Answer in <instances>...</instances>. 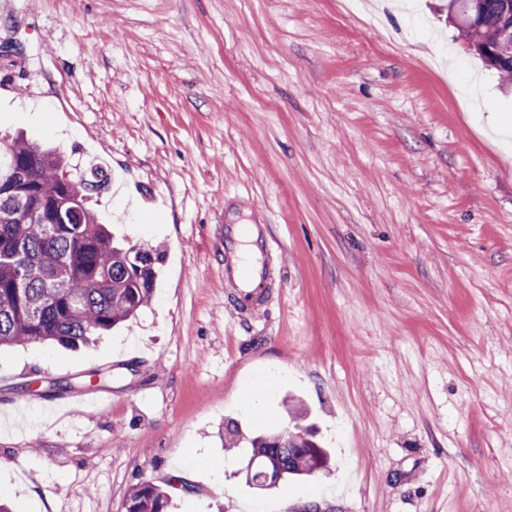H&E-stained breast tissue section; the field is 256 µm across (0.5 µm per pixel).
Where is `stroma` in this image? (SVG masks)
Instances as JSON below:
<instances>
[{"label": "stroma", "instance_id": "stroma-1", "mask_svg": "<svg viewBox=\"0 0 512 512\" xmlns=\"http://www.w3.org/2000/svg\"><path fill=\"white\" fill-rule=\"evenodd\" d=\"M440 0H0V138L103 167V223L160 249L92 344L0 349L12 512H512V118ZM260 205L280 277L224 291V214ZM110 399L48 416L52 381ZM300 397L331 471L249 488L218 433ZM168 493L152 481L133 486L125 499V512H166Z\"/></svg>", "mask_w": 512, "mask_h": 512}]
</instances>
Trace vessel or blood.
I'll return each mask as SVG.
<instances>
[{"instance_id":"1","label":"vessel or blood","mask_w":512,"mask_h":512,"mask_svg":"<svg viewBox=\"0 0 512 512\" xmlns=\"http://www.w3.org/2000/svg\"><path fill=\"white\" fill-rule=\"evenodd\" d=\"M223 246L224 286L230 289L239 310H254L264 301L261 285L274 279L270 241L263 230L228 223L224 226Z\"/></svg>"}]
</instances>
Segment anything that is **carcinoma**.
Here are the masks:
<instances>
[{"instance_id": "carcinoma-1", "label": "carcinoma", "mask_w": 512, "mask_h": 512, "mask_svg": "<svg viewBox=\"0 0 512 512\" xmlns=\"http://www.w3.org/2000/svg\"><path fill=\"white\" fill-rule=\"evenodd\" d=\"M500 0H484L481 21L465 36L480 45L500 35ZM54 149L26 138L0 140V347L53 342L86 344L121 326L147 306L163 260L153 247L112 234L89 206L105 171L66 176ZM70 211L72 224L51 215ZM228 448H250L246 483L271 489L327 467L330 455L314 426L304 437L278 433L246 437L228 424ZM168 493L152 481L133 486L125 512H165Z\"/></svg>"}]
</instances>
